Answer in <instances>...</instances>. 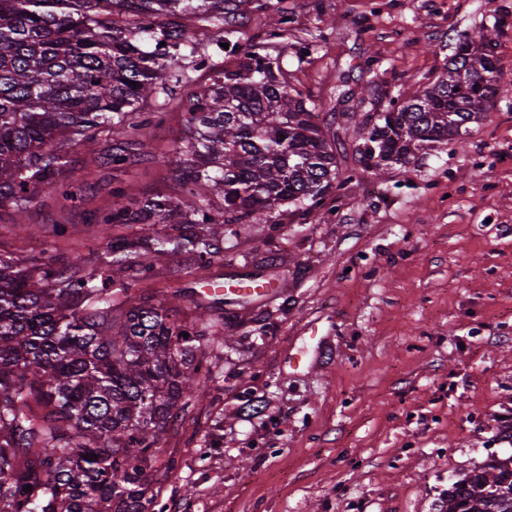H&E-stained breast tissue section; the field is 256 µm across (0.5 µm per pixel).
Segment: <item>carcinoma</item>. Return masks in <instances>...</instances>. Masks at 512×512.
<instances>
[{
  "label": "carcinoma",
  "instance_id": "cac0c4a2",
  "mask_svg": "<svg viewBox=\"0 0 512 512\" xmlns=\"http://www.w3.org/2000/svg\"><path fill=\"white\" fill-rule=\"evenodd\" d=\"M187 13L226 42L224 0H0V204L22 214L45 187L75 200L66 149L102 126L123 135L152 125L159 113L139 114L140 103L209 59L179 23ZM494 49L488 31L457 34L434 83L400 90L356 122L360 168L343 179L329 131L314 121L320 104L288 83L279 57L245 50L183 100V199L138 201L116 186L112 208L89 223L176 222L174 248L203 271L231 225L268 224L285 204L306 222L364 174L463 141L494 99H512ZM163 253L159 238L115 240L99 276L78 254L62 270L0 258V512H164L151 474L169 423L207 396L202 345L233 348L231 321L263 334L270 312L239 300L222 317L197 302L186 322L167 300L139 301L127 280ZM441 512H512V455L453 482Z\"/></svg>",
  "mask_w": 512,
  "mask_h": 512
}]
</instances>
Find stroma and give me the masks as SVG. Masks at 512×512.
Masks as SVG:
<instances>
[{
  "mask_svg": "<svg viewBox=\"0 0 512 512\" xmlns=\"http://www.w3.org/2000/svg\"><path fill=\"white\" fill-rule=\"evenodd\" d=\"M283 14V37L267 39ZM181 23L211 60L142 104L164 113L163 130L103 127L68 148L79 198L42 190L26 215L35 235L1 208L0 257L58 268L76 251L96 273L111 237L133 233L116 224L106 237L88 221L111 208L113 186L180 199L181 100L231 61L195 15ZM484 26L496 28L512 80V0L224 4L232 41L279 54L289 83L321 101L345 170L359 160L349 113L383 111L397 90L435 80L457 33ZM58 224L66 236L54 235ZM238 285L252 289L249 310L273 317L264 340L235 326L232 352L207 351V398L160 444L175 460L153 475L167 512H439L459 476L512 454L499 437L512 424V103L491 105L463 145L423 147L407 165L365 174L310 223L284 205L275 223L238 226L217 239L205 274L193 255L171 252L131 288L151 303L181 293L187 321L194 301Z\"/></svg>",
  "mask_w": 512,
  "mask_h": 512,
  "instance_id": "obj_1",
  "label": "stroma"
}]
</instances>
